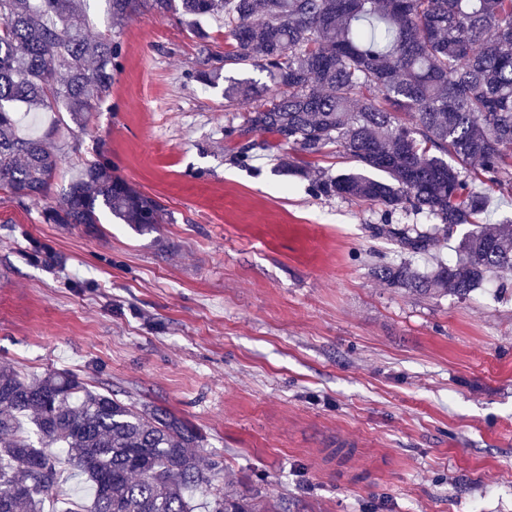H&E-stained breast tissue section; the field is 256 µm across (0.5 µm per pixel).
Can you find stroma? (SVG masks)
Segmentation results:
<instances>
[{"label":"stroma","mask_w":512,"mask_h":512,"mask_svg":"<svg viewBox=\"0 0 512 512\" xmlns=\"http://www.w3.org/2000/svg\"><path fill=\"white\" fill-rule=\"evenodd\" d=\"M118 40L110 94L54 132L52 193L0 190V366L170 410L221 462L212 486L279 512H512V278L462 300L387 286L374 267L452 259L387 233L429 218L314 195L267 133L239 162L224 128L253 103L193 79L179 16L140 9ZM102 157L165 223L46 221Z\"/></svg>","instance_id":"1"}]
</instances>
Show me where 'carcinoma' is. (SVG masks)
Wrapping results in <instances>:
<instances>
[{
    "label": "carcinoma",
    "mask_w": 512,
    "mask_h": 512,
    "mask_svg": "<svg viewBox=\"0 0 512 512\" xmlns=\"http://www.w3.org/2000/svg\"><path fill=\"white\" fill-rule=\"evenodd\" d=\"M118 27L141 0H109ZM189 24L224 17L227 49L202 62L205 85L223 72L257 67L268 84L228 79L224 99L259 98L240 126L272 135L298 155L281 165L307 173L334 146L359 163L319 174L313 192L377 204L384 223L398 211L424 214L430 229L391 228L411 253L435 235L464 233L455 260L428 273L401 262L374 268L387 285L411 293L467 297L491 274L512 276V224L482 223L489 194L512 183V0H149ZM79 0H0V190L19 201L47 196L62 163L51 131L20 135L25 112H65L81 125L91 102L109 95L119 68L112 30L93 39ZM410 112L406 124L400 114ZM372 171L383 179L369 176ZM53 224L165 223L156 199L112 174L106 159L71 176ZM200 436L172 413L120 400L68 372L28 381L0 367V512H43L63 466L90 482L85 512H198L188 492L209 482ZM67 449L62 458L50 451ZM210 512H278L225 496Z\"/></svg>",
    "instance_id": "carcinoma-1"
}]
</instances>
